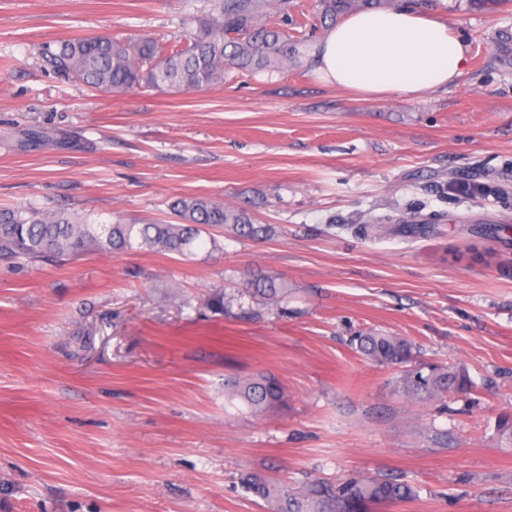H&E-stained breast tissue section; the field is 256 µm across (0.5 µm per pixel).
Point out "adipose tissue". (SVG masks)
I'll return each instance as SVG.
<instances>
[{
    "instance_id": "1",
    "label": "adipose tissue",
    "mask_w": 512,
    "mask_h": 512,
    "mask_svg": "<svg viewBox=\"0 0 512 512\" xmlns=\"http://www.w3.org/2000/svg\"><path fill=\"white\" fill-rule=\"evenodd\" d=\"M466 62L467 49L445 20L405 9L367 10L325 33L315 72L324 83L370 97L413 99L456 83Z\"/></svg>"
}]
</instances>
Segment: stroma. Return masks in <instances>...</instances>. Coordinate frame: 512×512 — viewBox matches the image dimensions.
Returning <instances> with one entry per match:
<instances>
[{
  "label": "stroma",
  "mask_w": 512,
  "mask_h": 512,
  "mask_svg": "<svg viewBox=\"0 0 512 512\" xmlns=\"http://www.w3.org/2000/svg\"><path fill=\"white\" fill-rule=\"evenodd\" d=\"M213 3L0 0V206L171 223L174 200L205 196L251 202L275 228L215 229L189 260L0 261V512H267L240 486L248 471L417 486L372 512H512L495 428L512 412V68L493 55L512 0L430 7L468 61L413 100L322 83L309 53L221 87L122 95L42 56L77 36L183 42ZM410 215L433 233H388ZM253 272L286 280L287 298L207 309ZM370 330L408 339L413 364L464 370L471 390L408 399L397 369L352 345ZM257 374L285 391L259 416L225 391Z\"/></svg>",
  "instance_id": "35a3bbf8"
}]
</instances>
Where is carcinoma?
Segmentation results:
<instances>
[{"label":"carcinoma","instance_id":"carcinoma-1","mask_svg":"<svg viewBox=\"0 0 512 512\" xmlns=\"http://www.w3.org/2000/svg\"><path fill=\"white\" fill-rule=\"evenodd\" d=\"M401 2L316 0V9L320 23L333 25L345 15L399 8ZM292 11V0H218L183 44L148 36L75 37L48 52L49 62L59 74L111 94L138 87L197 91L221 86L233 72L273 74L296 65L305 54L306 40L290 32L292 27H304ZM273 15L280 16L282 24L269 23ZM495 50L499 61L512 66V29L498 32ZM171 209L178 217L176 224H89L68 211L0 208V258H23L39 265L69 260L92 249L113 253L144 249L189 258L206 243L216 246L210 233L214 227L258 240L273 232L271 225L257 223L249 208L209 197H181ZM387 231L427 235L433 227L406 219ZM243 292L275 304L288 296V286L272 275L249 274ZM354 341L360 353L379 364L401 367L412 358V344L401 336L369 331ZM398 385L407 398L417 401L470 389L464 371L433 364L401 371ZM232 397L262 415L283 401L284 391L274 378L258 375L236 383ZM240 484L266 502L269 512H369L374 505L418 496L413 485L379 476L342 485L310 480L288 488L249 472L241 476Z\"/></svg>","mask_w":512,"mask_h":512}]
</instances>
